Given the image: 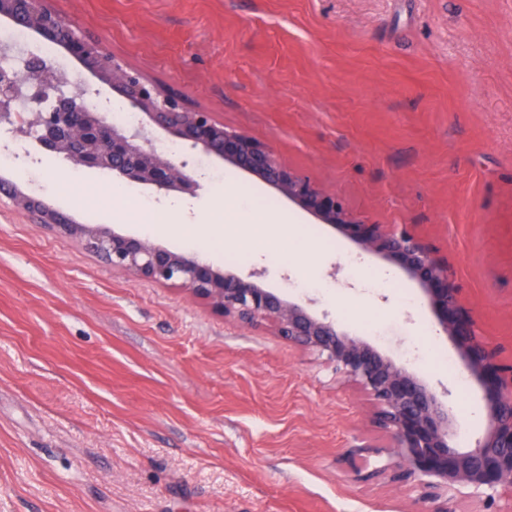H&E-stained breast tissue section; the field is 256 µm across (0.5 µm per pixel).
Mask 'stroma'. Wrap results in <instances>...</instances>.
I'll use <instances>...</instances> for the list:
<instances>
[{"mask_svg":"<svg viewBox=\"0 0 512 512\" xmlns=\"http://www.w3.org/2000/svg\"><path fill=\"white\" fill-rule=\"evenodd\" d=\"M78 32L448 267L476 333L512 361V0H57ZM0 166V512H413L367 397L316 352L177 284L112 268L7 189L138 235L115 195L33 139ZM196 195L151 239L206 233L224 183L295 218L297 243L229 239L212 264L328 315L450 391L474 445L483 388L405 273L230 164L182 146ZM238 259L226 263L225 254Z\"/></svg>","mask_w":512,"mask_h":512,"instance_id":"1","label":"stroma"}]
</instances>
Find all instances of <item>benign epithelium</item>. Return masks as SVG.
<instances>
[{
    "label": "benign epithelium",
    "mask_w": 512,
    "mask_h": 512,
    "mask_svg": "<svg viewBox=\"0 0 512 512\" xmlns=\"http://www.w3.org/2000/svg\"><path fill=\"white\" fill-rule=\"evenodd\" d=\"M0 18L26 27L73 55L82 68L149 120L134 128L109 122L105 113L87 103L88 95L96 93L87 84L71 92L46 94L42 78L47 64L31 56L23 84L16 74L0 69L1 126L26 130L43 150L83 169L107 170L120 180L152 187L164 195H193L200 184L189 173L187 161L155 149L150 125L260 178L323 223L339 228L364 251L395 263L421 285L424 301L484 386L486 428L472 448H455L452 439L461 422L430 383L327 316L319 317L264 287L256 273L245 277L148 238L122 235L95 224H75L41 200L16 191L17 207L38 216L42 224L79 237L114 269L156 283H177L224 316L251 325L265 324L289 343L324 357L337 376L369 397L376 422L393 442L395 461L372 470L370 476L392 467L398 479L416 483L418 512H443L440 500L459 487L479 494L500 488L512 493V363L501 362L495 347L478 342L474 320L459 306L457 288L448 282L446 267L419 240L404 229L360 223L336 196L281 165L269 145L225 129L209 113L187 108L180 98L125 67L98 40L78 33L51 0H0ZM24 85L34 86L38 106L18 124L10 107Z\"/></svg>",
    "instance_id": "1"
}]
</instances>
